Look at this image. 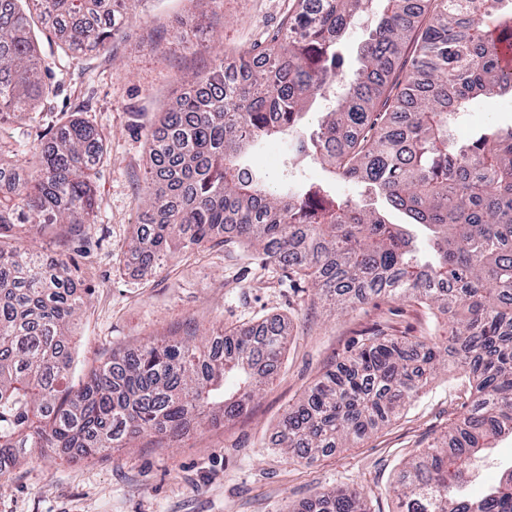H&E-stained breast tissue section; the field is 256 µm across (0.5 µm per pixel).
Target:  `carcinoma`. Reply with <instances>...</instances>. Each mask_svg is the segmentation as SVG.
Wrapping results in <instances>:
<instances>
[{
    "mask_svg": "<svg viewBox=\"0 0 512 512\" xmlns=\"http://www.w3.org/2000/svg\"><path fill=\"white\" fill-rule=\"evenodd\" d=\"M67 55L125 32L135 0H44ZM371 18L358 67L342 46ZM285 34L240 58L224 86L220 47L209 75L162 112L149 138L152 176L131 253L152 275L176 248L237 241L288 267L336 311L385 296L448 314L451 335L368 336L288 411L278 446L301 458L353 447L448 366L467 369L476 396L442 441L406 462L399 512H512V468L478 497L470 466L512 435V125H482L467 143L451 125L480 98L512 95V0H297ZM37 0H0V116L22 120L56 95L42 67ZM316 124L305 118L319 99ZM288 141V164L318 161L354 193L285 180L276 189L245 164ZM106 133L73 118L21 178L0 179V476L59 448L89 459L149 436L246 413L281 363L288 330L272 319L209 339L147 340L112 353L75 389L68 327L87 302L78 265L52 263L26 239L64 224L80 240L98 218L92 172ZM292 512H368L356 488L316 493Z\"/></svg>",
    "mask_w": 512,
    "mask_h": 512,
    "instance_id": "1",
    "label": "carcinoma"
}]
</instances>
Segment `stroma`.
<instances>
[{
	"label": "stroma",
	"mask_w": 512,
	"mask_h": 512,
	"mask_svg": "<svg viewBox=\"0 0 512 512\" xmlns=\"http://www.w3.org/2000/svg\"><path fill=\"white\" fill-rule=\"evenodd\" d=\"M289 0H220L200 15L189 0H138L127 39L78 59L46 55L58 91L20 121L0 125V142L27 160L71 115L108 132L94 184L99 219L78 250L58 227L37 250L74 255L92 294L72 325L73 384L103 353L135 350L150 337L197 331L215 336L277 315L291 335L281 367L247 414L190 430L173 444L146 437L90 460L32 459L0 477V512H288L317 492L354 487L369 512H397L392 486L403 462L439 440L462 413L471 387L441 371L418 398L353 448L301 460L274 447L289 408L367 336H442L446 318L428 306L377 298L334 312L286 268L231 243L175 254L141 276L128 248L141 222L147 137L160 110L189 76L210 67V46L237 65L254 44L280 32Z\"/></svg>",
	"instance_id": "stroma-1"
}]
</instances>
